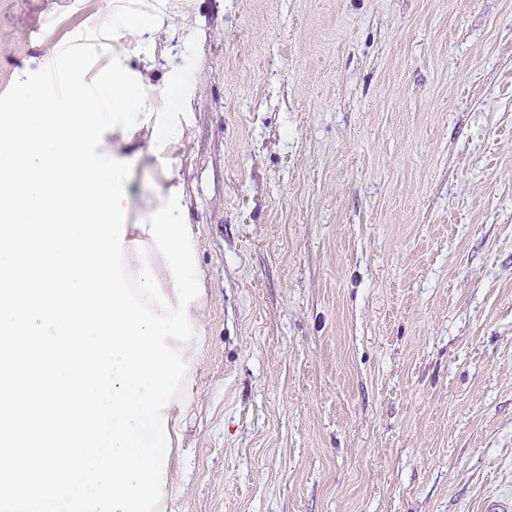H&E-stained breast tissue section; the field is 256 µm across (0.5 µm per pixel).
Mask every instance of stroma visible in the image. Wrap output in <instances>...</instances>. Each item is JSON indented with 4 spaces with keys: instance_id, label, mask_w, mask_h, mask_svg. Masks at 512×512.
Returning <instances> with one entry per match:
<instances>
[{
    "instance_id": "35a3bbf8",
    "label": "stroma",
    "mask_w": 512,
    "mask_h": 512,
    "mask_svg": "<svg viewBox=\"0 0 512 512\" xmlns=\"http://www.w3.org/2000/svg\"><path fill=\"white\" fill-rule=\"evenodd\" d=\"M114 0H0V94ZM207 322L167 512L512 492V0H166Z\"/></svg>"
}]
</instances>
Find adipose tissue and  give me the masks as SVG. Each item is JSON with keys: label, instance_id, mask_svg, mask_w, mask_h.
<instances>
[{"label": "adipose tissue", "instance_id": "ef3b65f1", "mask_svg": "<svg viewBox=\"0 0 512 512\" xmlns=\"http://www.w3.org/2000/svg\"><path fill=\"white\" fill-rule=\"evenodd\" d=\"M183 21L179 13L166 25L154 15L119 10L112 13V50L123 57L126 68L141 74L150 102L157 105L148 126L129 133L119 128L108 131L102 146L106 154L114 157L137 159L153 175L149 192H141L132 181L126 185L129 205L124 255L133 271L141 268L133 251L134 241H149L151 213L165 206L172 187L180 181L177 162L185 148L188 118L183 110L185 90L174 77L156 82L150 73L155 67L158 45L181 29Z\"/></svg>", "mask_w": 512, "mask_h": 512}]
</instances>
